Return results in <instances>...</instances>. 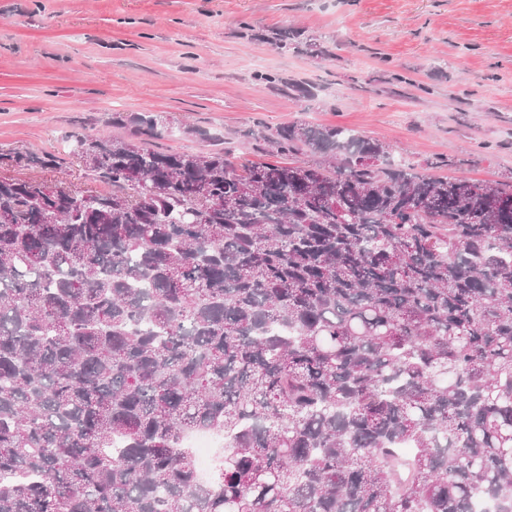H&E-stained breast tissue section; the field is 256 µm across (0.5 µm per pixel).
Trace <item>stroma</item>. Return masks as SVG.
<instances>
[{
  "label": "stroma",
  "mask_w": 512,
  "mask_h": 512,
  "mask_svg": "<svg viewBox=\"0 0 512 512\" xmlns=\"http://www.w3.org/2000/svg\"><path fill=\"white\" fill-rule=\"evenodd\" d=\"M287 27L329 55L264 41ZM117 112L158 115V151L275 163L257 124L301 121L511 186L512 0H0V153L61 157L45 178L81 182L68 135L128 136Z\"/></svg>",
  "instance_id": "stroma-1"
}]
</instances>
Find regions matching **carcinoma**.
<instances>
[{"label":"carcinoma","mask_w":512,"mask_h":512,"mask_svg":"<svg viewBox=\"0 0 512 512\" xmlns=\"http://www.w3.org/2000/svg\"><path fill=\"white\" fill-rule=\"evenodd\" d=\"M112 123L71 150L104 189L0 179V512H512V188L343 126L258 124L271 164ZM182 448H190L198 465V475L206 482L217 468L224 446L223 437L207 430L189 432L182 436Z\"/></svg>","instance_id":"cac0c4a2"}]
</instances>
